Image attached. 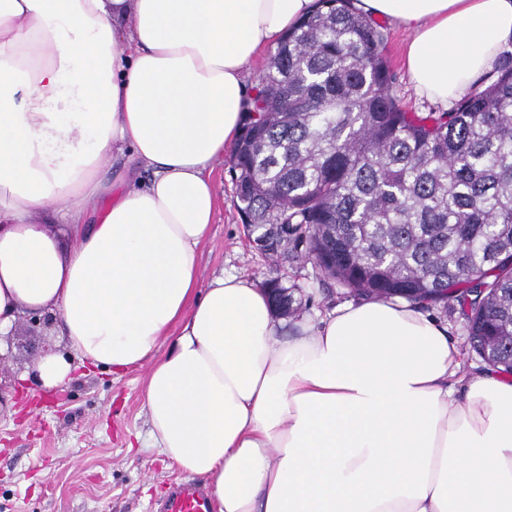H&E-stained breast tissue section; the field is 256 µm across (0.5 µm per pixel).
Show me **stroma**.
I'll use <instances>...</instances> for the list:
<instances>
[{
  "mask_svg": "<svg viewBox=\"0 0 512 512\" xmlns=\"http://www.w3.org/2000/svg\"><path fill=\"white\" fill-rule=\"evenodd\" d=\"M384 57L395 76L393 93L402 110L440 112L444 106L419 96L403 63L406 33L385 25ZM219 207L208 240L200 248L202 280L224 272L265 281L280 275L294 286V319L317 318L353 302L349 289L319 274L292 248L269 259L247 235L233 200L230 159L210 173ZM429 314L447 326L462 353V372L475 377L486 364L472 353L465 322L445 304ZM72 356L53 321L22 318L13 336L12 356L0 365V512H147L150 502L181 479L154 445L144 409L147 370L120 375L73 364L72 379L46 391L23 379L44 348Z\"/></svg>",
  "mask_w": 512,
  "mask_h": 512,
  "instance_id": "35a3bbf8",
  "label": "stroma"
}]
</instances>
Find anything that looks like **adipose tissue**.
<instances>
[{"label": "adipose tissue", "mask_w": 512, "mask_h": 512, "mask_svg": "<svg viewBox=\"0 0 512 512\" xmlns=\"http://www.w3.org/2000/svg\"><path fill=\"white\" fill-rule=\"evenodd\" d=\"M453 102L512 51V0H360ZM315 0H0V353L51 315L84 364L148 365L150 435L216 512H512V378L460 374L445 326L368 299L278 316L202 283L212 164L247 66ZM123 163L119 178L104 164Z\"/></svg>", "instance_id": "obj_1"}]
</instances>
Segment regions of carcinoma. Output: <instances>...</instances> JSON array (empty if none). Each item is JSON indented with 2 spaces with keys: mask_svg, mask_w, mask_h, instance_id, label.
<instances>
[{
  "mask_svg": "<svg viewBox=\"0 0 512 512\" xmlns=\"http://www.w3.org/2000/svg\"><path fill=\"white\" fill-rule=\"evenodd\" d=\"M384 40L353 0H317L285 35L232 148L237 208L268 252L304 244L360 296L456 303L512 376V59L449 112H405Z\"/></svg>",
  "mask_w": 512,
  "mask_h": 512,
  "instance_id": "obj_1",
  "label": "carcinoma"
}]
</instances>
